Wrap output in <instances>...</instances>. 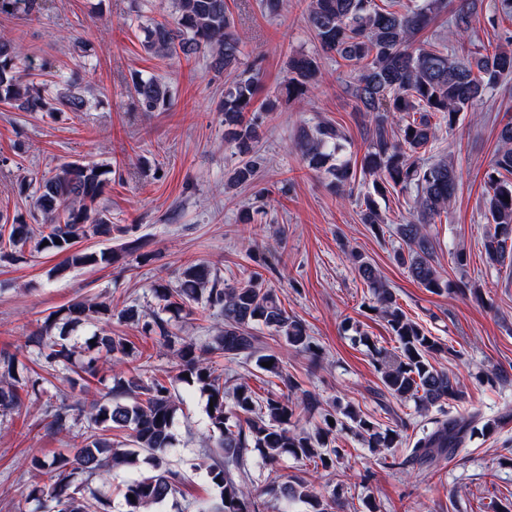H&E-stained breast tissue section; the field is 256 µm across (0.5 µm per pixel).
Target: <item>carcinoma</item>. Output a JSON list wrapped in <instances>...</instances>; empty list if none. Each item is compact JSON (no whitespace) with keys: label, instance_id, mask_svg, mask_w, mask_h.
I'll return each instance as SVG.
<instances>
[{"label":"carcinoma","instance_id":"1","mask_svg":"<svg viewBox=\"0 0 512 512\" xmlns=\"http://www.w3.org/2000/svg\"><path fill=\"white\" fill-rule=\"evenodd\" d=\"M448 9V0H418L403 12L394 9L396 0L379 5L376 0H311L307 24L318 42L315 55L296 54L288 63V77L279 87L278 99H269L254 107L258 91L259 68L239 70L242 38L228 11L225 0H175L173 23H155L145 29L142 45L156 56L182 55L190 58L211 53L210 66L218 74L236 73L224 87V135L235 144L239 161L232 180L247 184L254 180L263 158L255 149L264 115L276 107L277 100H294L307 95L320 72V57L336 61L355 72L347 93L356 112L365 114L368 147L360 160L364 176L372 178L371 187L359 196L361 221L380 226L383 218L378 199L389 192L414 194L417 218L396 227L401 240L395 252L396 262L427 291L440 294L448 288L435 266L437 241L427 230L435 218L448 212L460 181L456 167L445 159L424 162L432 151L442 127L452 128L460 114L473 103L493 92L499 82L512 76V0H499L497 11L486 23L500 30L503 43L478 45L472 40L476 18V0H455ZM46 0H0V15H30L45 8ZM451 13L456 36L448 49L437 46H415L418 36L434 20ZM22 55L10 38L0 36V102L19 112H82L86 100L81 82L86 66L73 70L65 81L66 88L56 93L55 105H49L44 89L19 77ZM134 97L143 112H158L169 104L167 87L156 78L139 75L132 80ZM346 131L333 123L320 122L299 131L295 147L307 166L322 172L336 188V195L350 197L354 192L356 171L351 159L345 157ZM112 181V168L93 161H74L61 165L34 180L21 182L20 192L32 190L34 207L47 222L48 232L35 243V249L65 254V263L57 269L111 264L117 256L110 252H87L76 244L88 237L112 235V221L99 207L105 187ZM510 201H505V198ZM484 216L491 225L483 248L487 264L503 266L512 262L507 242L512 241V121L502 125L498 148L484 176ZM8 237L9 248L0 246V261L13 262L30 240L25 221L15 217L10 225L0 226V240ZM60 243H55V240ZM48 245H42V242ZM360 279L370 289L374 305L387 323L397 346L393 350L370 343L366 334L359 341L370 344L373 366L380 374L387 393L399 400H411L420 412L432 408L439 415L415 436L405 449L406 458L419 464H432L450 458L464 447L467 436L477 425L493 431L512 421V409L504 407L497 418L481 421L477 413L467 417L444 410L451 401L461 398L459 378L436 367L431 359L444 352V347L429 336L420 324L407 317L397 299L382 280L377 268L360 252L350 255ZM159 311L144 319L135 306L117 312L122 322H143L142 330L153 333L172 349L178 360L175 376L163 380L143 379L141 374L113 379L108 392L111 400H92L87 431L81 442L73 444L70 455H59L50 461L36 459L33 467L46 475L49 484L35 487L31 495L40 502L43 512H100L106 493L88 498L83 482L77 476H93L102 471L131 468L144 453L151 462L147 476L125 485L124 512H147V509L175 497L183 474L170 466L169 453L175 444L174 383L196 386L208 394L213 410L207 411L209 431L217 437L221 451L209 466V475L218 494L192 503V512H262L257 497L242 486L254 482L249 454L258 449L260 461L255 463L259 475L275 497L287 502L309 503L314 495L300 478L277 483L275 468L286 456L296 460L319 459L326 467H334L342 458L341 449L333 447V426H350L358 431L374 451H393L401 444L400 434L391 428L380 429L341 399L322 412L323 425L315 431L296 433L290 429L297 410L311 412L320 406L317 397L303 393L295 400L290 393L297 383L284 375L282 361L274 353H260L257 330L264 327L295 352L312 353V336L300 320L288 315L276 294L264 287L262 274L233 284H219L211 278L208 266L200 263L187 266L174 286L156 284L152 287ZM217 309L224 316V328L213 337L211 350L233 361H253L256 367L278 379L289 394L269 393L259 398L242 383L222 378L209 361L197 354L196 346L177 336L169 321L160 313L183 310L192 305ZM112 319V303L76 301L50 315L35 334L44 364L53 368L71 361L76 345L64 337L71 324L92 323ZM97 356L90 358L85 371L96 370L100 359L122 361L135 355L134 346L123 336L105 332L95 335ZM272 362L264 367L262 363ZM16 355L0 352V411L17 410L29 395L27 384L17 377ZM334 423H329V420ZM125 431L130 447L112 438V432Z\"/></svg>","mask_w":512,"mask_h":512}]
</instances>
